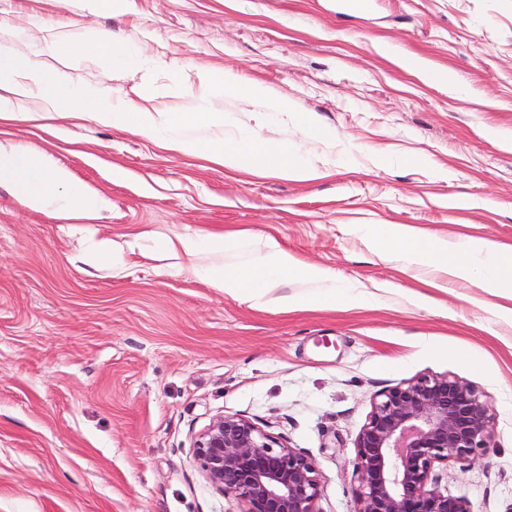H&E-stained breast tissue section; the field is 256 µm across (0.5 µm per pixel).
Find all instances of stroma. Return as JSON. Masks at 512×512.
Listing matches in <instances>:
<instances>
[{"instance_id":"obj_1","label":"stroma","mask_w":512,"mask_h":512,"mask_svg":"<svg viewBox=\"0 0 512 512\" xmlns=\"http://www.w3.org/2000/svg\"><path fill=\"white\" fill-rule=\"evenodd\" d=\"M79 2L0 0V42L115 104L170 88L173 110L223 113L226 135L257 131L320 175L229 170L88 114L0 121V148L43 156L102 200L62 220L0 183V512H239L193 459L224 414L315 461L319 512H355L377 395L446 375L484 394L495 438L438 468V487L471 512H512V316L470 284L426 285L361 233L408 224L512 246V0H371L364 14L347 0ZM39 20L72 39L111 30L139 66L41 56ZM409 55L455 86L423 82L400 66ZM198 65L240 84L202 94ZM253 83L330 137L243 95ZM215 235L241 244L215 250ZM179 236L200 237L194 255L164 251ZM267 238L372 304L257 308L195 276L253 260Z\"/></svg>"}]
</instances>
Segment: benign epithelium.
Here are the masks:
<instances>
[{
	"label": "benign epithelium",
	"mask_w": 512,
	"mask_h": 512,
	"mask_svg": "<svg viewBox=\"0 0 512 512\" xmlns=\"http://www.w3.org/2000/svg\"><path fill=\"white\" fill-rule=\"evenodd\" d=\"M494 436L483 395L455 377H422L383 391L356 441L355 512H471L437 488L435 468L471 461ZM193 455L241 512H318L314 461L245 418H215Z\"/></svg>",
	"instance_id": "benign-epithelium-1"
}]
</instances>
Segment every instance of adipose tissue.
Here are the masks:
<instances>
[{
    "label": "adipose tissue",
    "instance_id": "1",
    "mask_svg": "<svg viewBox=\"0 0 512 512\" xmlns=\"http://www.w3.org/2000/svg\"><path fill=\"white\" fill-rule=\"evenodd\" d=\"M112 41L111 31L90 29L75 44L63 38L44 37L41 52L66 57L76 65L90 54L111 56ZM33 98L44 119L88 112L99 124L132 127L139 134L162 141L171 151L204 154L227 169L253 166L266 174L298 181L318 176L314 164L285 145L254 136L227 141L207 134V125L199 113L172 111L157 93L144 104H112L92 90L70 85L63 74L46 70L38 61L20 58L13 48L0 44V119L19 115ZM2 181L15 185L28 206L52 209L60 217L73 212L91 213L100 205L96 195L72 185L63 171L49 168L41 158L24 151H0ZM365 236L373 249L387 252L406 266L428 267L449 279L471 281L483 292L512 300L511 247L486 238L451 240L406 224H370ZM201 276L212 287L246 298L258 308L303 303L357 305L366 301L365 296L350 288L323 290V283L330 278L328 270L300 265L272 239L265 240L263 251L251 263L230 269L206 268ZM290 276L312 285V293L269 295L273 282Z\"/></svg>",
    "mask_w": 512,
    "mask_h": 512
}]
</instances>
